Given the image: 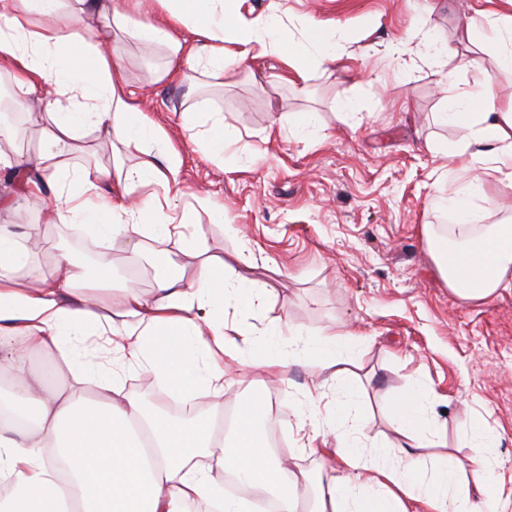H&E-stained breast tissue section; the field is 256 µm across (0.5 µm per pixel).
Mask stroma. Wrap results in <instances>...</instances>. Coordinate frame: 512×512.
Segmentation results:
<instances>
[{"instance_id": "35a3bbf8", "label": "stroma", "mask_w": 512, "mask_h": 512, "mask_svg": "<svg viewBox=\"0 0 512 512\" xmlns=\"http://www.w3.org/2000/svg\"><path fill=\"white\" fill-rule=\"evenodd\" d=\"M252 3L284 12L292 40L313 30L331 39L339 62L293 86L251 79L250 61L231 66L220 81L189 71L157 83L154 73L167 60L164 48L126 39L110 47L138 108L179 153V189L210 195L224 208L223 222L198 217L202 250L228 256L248 244L258 264L245 274L271 290L265 320L280 317L316 335L342 328L366 335L356 390L370 441H394L384 418L388 399L422 379L446 403V454L465 459V430L485 422L500 435L493 465L511 488L512 288L481 302L459 300L423 235L424 226L447 224L448 202L469 177L435 152L466 134L438 118L444 87H468L490 72L501 106L512 104V72L496 69L488 54L481 67L467 64L458 40L479 0ZM407 37L412 53L399 67L388 48ZM188 94L240 131L223 164L213 163L192 140L181 106ZM305 112L316 113L319 130L293 137L294 120ZM12 173L0 167V196L14 201L12 209L0 210V225L36 231L58 246L36 256L30 278L49 273L58 253L82 258L84 245L73 225H42L43 201L24 198ZM479 205L477 222L503 223L512 216V189L487 180ZM129 248L123 237L106 245L116 305L122 289L151 293L158 277L192 263L147 239L140 262L130 266ZM323 378L313 366L291 368L284 384L252 371L226 386L223 398L196 401L193 411L213 415L265 395L266 423L278 433L277 455L315 474L321 460L299 448L312 430L301 402Z\"/></svg>"}]
</instances>
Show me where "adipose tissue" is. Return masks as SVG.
I'll return each instance as SVG.
<instances>
[{
    "instance_id": "adipose-tissue-1",
    "label": "adipose tissue",
    "mask_w": 512,
    "mask_h": 512,
    "mask_svg": "<svg viewBox=\"0 0 512 512\" xmlns=\"http://www.w3.org/2000/svg\"><path fill=\"white\" fill-rule=\"evenodd\" d=\"M247 0H0V62L9 63L14 85L37 99L29 113L42 135L30 196H49L45 221L79 224L87 245L123 236L133 242L126 261L141 258L140 241L151 238L172 252L197 258L198 266L159 277L152 295L126 289L120 308L104 295L112 262L100 258L88 275L72 258L55 261L37 287L20 274L33 263L23 237L0 225V372L13 386L0 390V512H488L502 488L490 455L499 435L474 426L464 434L466 460L424 456L434 447L440 422L438 399L424 381L392 398L386 421L401 436L393 445H365L361 402L352 385L363 335L336 331L318 336L280 320L258 326L249 317L269 297L265 283L239 274L253 256H203L194 215L208 211V196L193 194L176 208L151 194L170 188L180 166L139 110L118 65L100 44L107 30L155 39L167 51L163 81L182 68L213 78L235 63L276 57L278 82L307 80L313 69L336 63L324 38L290 41L280 16L246 9ZM144 17L130 26L132 14ZM487 29L466 23L459 40L492 46L499 67L512 69V16L486 11ZM196 37L186 44L178 33ZM197 140L215 163L241 133L218 112L203 111ZM439 117L466 129L446 157L471 170L486 165L512 188V106L501 109L492 78L448 90ZM120 143L140 160L124 167L70 163L88 153V134ZM437 268L449 290L479 302L512 288V225L480 234L461 232L447 243L429 237ZM101 345L112 360L147 375L153 386L191 405L202 396L223 397L224 388L248 369L287 378L291 367L317 365L326 372L335 409L321 413L307 395L314 425L302 445L313 456L331 455L340 470L309 477L275 459L265 437L266 400L237 408L229 435L215 434L205 417L150 416L111 369L79 364L87 343ZM48 351L66 368L54 379L31 375L28 359ZM236 477L251 496L225 495V476Z\"/></svg>"
}]
</instances>
